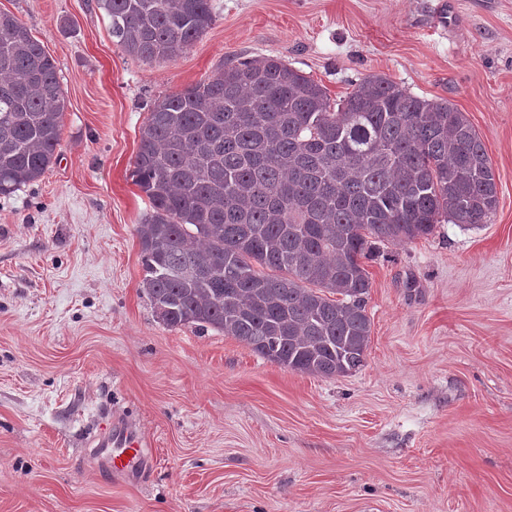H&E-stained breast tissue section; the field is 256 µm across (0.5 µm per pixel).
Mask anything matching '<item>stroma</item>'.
I'll return each instance as SVG.
<instances>
[{
	"mask_svg": "<svg viewBox=\"0 0 512 512\" xmlns=\"http://www.w3.org/2000/svg\"><path fill=\"white\" fill-rule=\"evenodd\" d=\"M178 56L113 41L95 0H0L55 59L59 159L0 197V512H512V0H210ZM274 56L339 99L383 75L445 99L496 172L490 223L379 245L344 377L293 371L143 290L130 171L156 99ZM118 417L153 459L117 479Z\"/></svg>",
	"mask_w": 512,
	"mask_h": 512,
	"instance_id": "1",
	"label": "stroma"
}]
</instances>
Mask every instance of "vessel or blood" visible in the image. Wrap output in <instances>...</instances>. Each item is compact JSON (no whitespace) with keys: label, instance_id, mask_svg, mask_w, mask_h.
Listing matches in <instances>:
<instances>
[{"label":"vessel or blood","instance_id":"vessel-or-blood-1","mask_svg":"<svg viewBox=\"0 0 512 512\" xmlns=\"http://www.w3.org/2000/svg\"><path fill=\"white\" fill-rule=\"evenodd\" d=\"M93 453L101 466L121 477L138 474L146 466L147 454L138 431L116 419L99 435Z\"/></svg>","mask_w":512,"mask_h":512}]
</instances>
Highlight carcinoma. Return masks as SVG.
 Returning <instances> with one entry per match:
<instances>
[{
  "label": "carcinoma",
  "instance_id": "obj_1",
  "mask_svg": "<svg viewBox=\"0 0 512 512\" xmlns=\"http://www.w3.org/2000/svg\"><path fill=\"white\" fill-rule=\"evenodd\" d=\"M112 39L156 61L213 21L209 0H96ZM65 98L55 60L0 11V196L56 162ZM133 183L143 287L162 321L211 327L293 371L346 376L371 342L376 244L486 224L498 203L484 144L463 112L382 75L333 102L273 56L223 63L154 101Z\"/></svg>",
  "mask_w": 512,
  "mask_h": 512
}]
</instances>
